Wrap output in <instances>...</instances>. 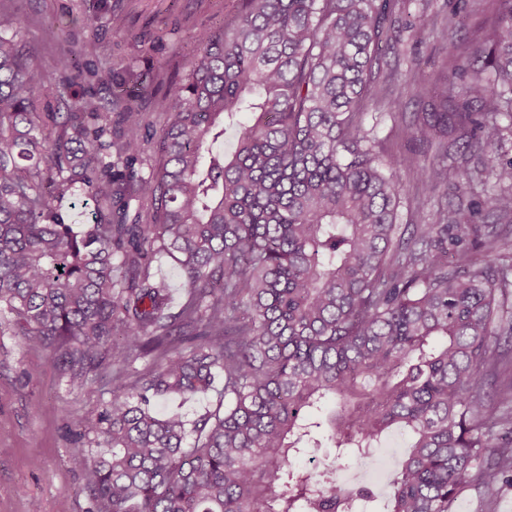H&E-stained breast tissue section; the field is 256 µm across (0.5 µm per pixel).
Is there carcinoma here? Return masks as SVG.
I'll use <instances>...</instances> for the list:
<instances>
[{"label":"carcinoma","instance_id":"cac0c4a2","mask_svg":"<svg viewBox=\"0 0 512 512\" xmlns=\"http://www.w3.org/2000/svg\"><path fill=\"white\" fill-rule=\"evenodd\" d=\"M398 2L238 0L224 31L192 36V73L167 81L147 175L133 167L147 87L115 103L118 130L93 100L60 111L75 81L105 74L71 45L68 82L35 79L20 15L0 12V316L79 384L149 359L68 421L95 512H352L372 494L336 484L341 464L393 429L409 450L385 512H452L468 486L495 512L512 488V0H491L467 81L430 88L409 122L390 113L433 151L401 170L365 123L384 107L381 22H399ZM413 182L454 201L402 226ZM83 194L77 231L63 202ZM118 195L150 215L112 219ZM159 253L184 279L176 313ZM209 391L216 408L194 420L155 410ZM327 443L321 470L297 466Z\"/></svg>","mask_w":512,"mask_h":512}]
</instances>
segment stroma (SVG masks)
<instances>
[{
  "label": "stroma",
  "instance_id": "obj_1",
  "mask_svg": "<svg viewBox=\"0 0 512 512\" xmlns=\"http://www.w3.org/2000/svg\"><path fill=\"white\" fill-rule=\"evenodd\" d=\"M92 0H0V10L14 11L24 20L20 35L32 50L38 73L55 72L67 42L76 40L90 52L101 70L112 73L98 86V103L111 106L119 87H130L145 72L183 77L199 61L186 41L188 29L223 27L229 0H108L95 12ZM451 0H432L421 9L411 0L408 9L423 32L403 33L404 55L385 49L383 65L399 71L387 91V112L379 116L374 134L380 155L418 157L419 151L393 127L391 113L419 111L417 90L404 87L402 75L411 58H419L428 82L448 75L462 82L474 44L483 40L491 21L488 0H469L464 21L452 36V46L435 40L434 24L450 12ZM160 94L141 100L145 126L143 150L135 164L149 173L157 159L162 130ZM112 397V373L103 371L84 386L71 384L68 373L49 360L43 349L30 348L8 325H0V512H94L83 474L88 457L74 454L66 431L73 415L100 411Z\"/></svg>",
  "mask_w": 512,
  "mask_h": 512
}]
</instances>
